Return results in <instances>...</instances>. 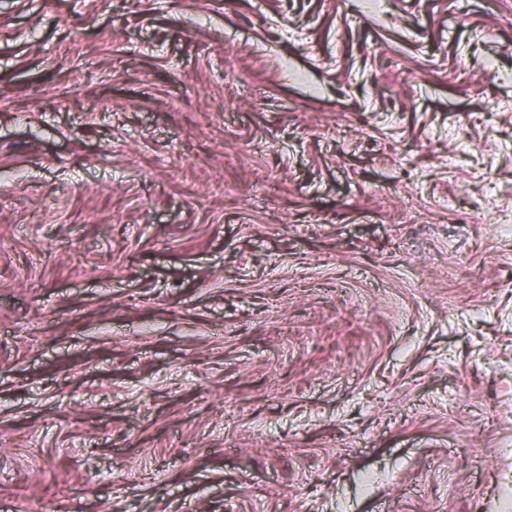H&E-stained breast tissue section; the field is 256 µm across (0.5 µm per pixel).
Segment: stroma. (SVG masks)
Here are the masks:
<instances>
[{
    "label": "stroma",
    "mask_w": 512,
    "mask_h": 512,
    "mask_svg": "<svg viewBox=\"0 0 512 512\" xmlns=\"http://www.w3.org/2000/svg\"><path fill=\"white\" fill-rule=\"evenodd\" d=\"M502 485L512 0H0V512Z\"/></svg>",
    "instance_id": "obj_1"
}]
</instances>
